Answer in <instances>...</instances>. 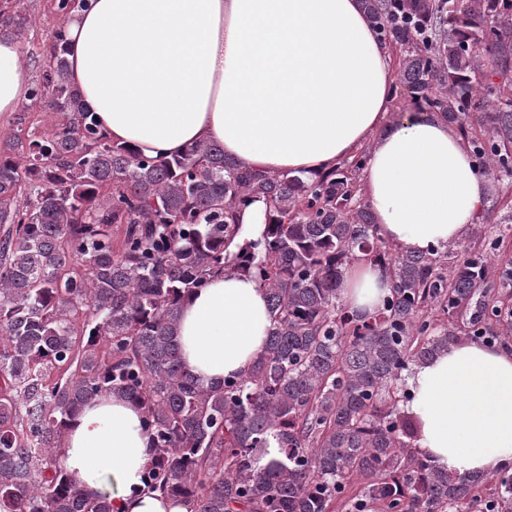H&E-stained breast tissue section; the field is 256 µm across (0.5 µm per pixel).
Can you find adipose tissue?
<instances>
[{
    "instance_id": "obj_1",
    "label": "adipose tissue",
    "mask_w": 512,
    "mask_h": 512,
    "mask_svg": "<svg viewBox=\"0 0 512 512\" xmlns=\"http://www.w3.org/2000/svg\"><path fill=\"white\" fill-rule=\"evenodd\" d=\"M66 28L69 79L114 143L174 156L216 142L244 166L307 175L367 150L361 192L381 236L406 251L457 243L484 205L488 184L445 121L392 118L394 55L361 0H92ZM28 96L18 43L0 38V117ZM340 289L348 310L370 316L390 280L355 262ZM271 326L254 276L214 277L181 308L182 363L207 383L244 374ZM406 383L414 445L436 468L512 465L511 343L449 344ZM141 416L131 399L97 397L69 421L61 462L113 512H185L147 487Z\"/></svg>"
}]
</instances>
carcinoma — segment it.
<instances>
[{"instance_id": "obj_1", "label": "carcinoma", "mask_w": 512, "mask_h": 512, "mask_svg": "<svg viewBox=\"0 0 512 512\" xmlns=\"http://www.w3.org/2000/svg\"><path fill=\"white\" fill-rule=\"evenodd\" d=\"M91 0H57L63 18ZM395 50V97L455 128L489 181L478 224L512 234V0H363ZM27 14L0 0V31ZM30 96L64 122L0 147V512H113L59 460L69 419L103 394L138 403L149 488L186 512H512V472L456 476L414 448L405 375L448 344L512 342V261L379 235L361 193L367 150L314 176L262 174L217 143L147 156L112 143L68 78L65 24ZM267 204L235 252L236 212ZM120 236L112 237L113 229ZM354 260L386 269L371 317L341 303ZM251 272L273 313L244 375L184 371V299ZM282 459L267 464L268 436Z\"/></svg>"}]
</instances>
